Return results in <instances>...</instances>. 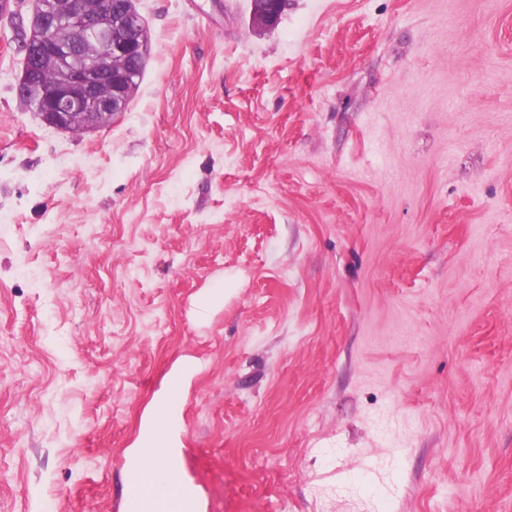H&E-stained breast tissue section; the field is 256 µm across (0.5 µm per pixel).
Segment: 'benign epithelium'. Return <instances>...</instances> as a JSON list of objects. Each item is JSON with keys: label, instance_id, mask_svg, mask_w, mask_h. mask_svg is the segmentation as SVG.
Wrapping results in <instances>:
<instances>
[{"label": "benign epithelium", "instance_id": "1", "mask_svg": "<svg viewBox=\"0 0 512 512\" xmlns=\"http://www.w3.org/2000/svg\"><path fill=\"white\" fill-rule=\"evenodd\" d=\"M125 34L116 40L104 17L101 0H0V17L26 20L29 37L20 52L29 60L17 88L29 85L30 67L50 63L61 78L49 88H39L32 107L43 122L65 132H88L112 122L122 107V97L133 89L134 71L126 67L129 58L145 52V24L136 0H129ZM285 0L251 3L252 22L259 27L274 26ZM94 44L100 55L112 59L105 70L82 53L84 44Z\"/></svg>", "mask_w": 512, "mask_h": 512}]
</instances>
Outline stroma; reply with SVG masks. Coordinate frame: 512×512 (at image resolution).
<instances>
[{"label": "stroma", "instance_id": "stroma-1", "mask_svg": "<svg viewBox=\"0 0 512 512\" xmlns=\"http://www.w3.org/2000/svg\"><path fill=\"white\" fill-rule=\"evenodd\" d=\"M137 8L86 133L0 18V512H123L184 357L204 512H512V0ZM285 0L251 1L252 22L259 27L274 26L283 11Z\"/></svg>", "mask_w": 512, "mask_h": 512}]
</instances>
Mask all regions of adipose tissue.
Here are the masks:
<instances>
[{
	"mask_svg": "<svg viewBox=\"0 0 512 512\" xmlns=\"http://www.w3.org/2000/svg\"><path fill=\"white\" fill-rule=\"evenodd\" d=\"M194 373L186 358L172 366L127 452L126 498L133 512H203L195 486L183 474L179 445L183 394Z\"/></svg>",
	"mask_w": 512,
	"mask_h": 512,
	"instance_id": "ef3b65f1",
	"label": "adipose tissue"
}]
</instances>
